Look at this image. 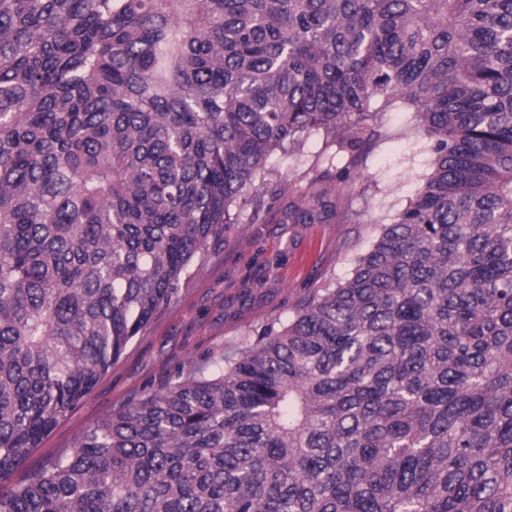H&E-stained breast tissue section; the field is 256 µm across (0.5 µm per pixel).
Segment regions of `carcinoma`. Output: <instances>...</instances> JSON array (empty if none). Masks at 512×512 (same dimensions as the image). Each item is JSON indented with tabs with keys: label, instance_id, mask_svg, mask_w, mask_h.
Wrapping results in <instances>:
<instances>
[{
	"label": "carcinoma",
	"instance_id": "cac0c4a2",
	"mask_svg": "<svg viewBox=\"0 0 512 512\" xmlns=\"http://www.w3.org/2000/svg\"><path fill=\"white\" fill-rule=\"evenodd\" d=\"M406 108L430 172L349 277L0 512H512V0H0V481L291 187L277 156L355 160Z\"/></svg>",
	"mask_w": 512,
	"mask_h": 512
}]
</instances>
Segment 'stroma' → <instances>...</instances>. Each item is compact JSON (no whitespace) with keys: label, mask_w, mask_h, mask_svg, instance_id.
I'll use <instances>...</instances> for the list:
<instances>
[{"label":"stroma","mask_w":512,"mask_h":512,"mask_svg":"<svg viewBox=\"0 0 512 512\" xmlns=\"http://www.w3.org/2000/svg\"><path fill=\"white\" fill-rule=\"evenodd\" d=\"M411 113L386 117L385 140L359 161L321 157L322 140H303V169L285 171L293 188L267 200L259 220L234 225L211 245L206 262L183 283L174 302L158 312L100 378L90 395L46 436L16 470L0 481L8 490L72 448L76 438L107 413L163 385L192 363H205L255 336L275 317L288 320L295 308L329 277L347 276L356 254L373 239L374 220L403 208L427 173L428 141L406 134ZM324 176L309 182L303 170ZM350 169L361 196L347 221L337 171ZM323 196L328 206L310 224L296 222L302 194Z\"/></svg>","instance_id":"1"}]
</instances>
